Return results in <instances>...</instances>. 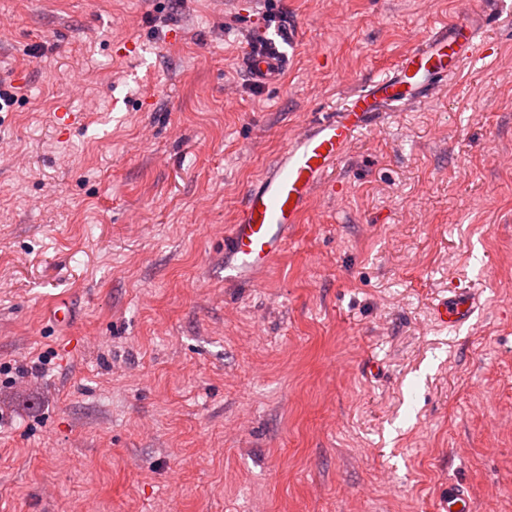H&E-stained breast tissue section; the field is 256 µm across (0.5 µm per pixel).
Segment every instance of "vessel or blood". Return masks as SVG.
<instances>
[{
	"label": "vessel or blood",
	"instance_id": "1",
	"mask_svg": "<svg viewBox=\"0 0 512 512\" xmlns=\"http://www.w3.org/2000/svg\"><path fill=\"white\" fill-rule=\"evenodd\" d=\"M243 67L256 85H277L288 65V48L299 29L288 22L273 30L246 34ZM482 36V15L470 12L435 27L395 63L390 73L349 95L342 105L315 116L289 139L246 193L243 207L224 234V280L254 282L273 264L298 224L314 192L329 181L355 136L377 125L383 113L398 105L417 106L434 98L465 63L492 54ZM479 306L478 295L456 288L431 309L432 319L453 328L467 323ZM439 512H472L468 491L455 482Z\"/></svg>",
	"mask_w": 512,
	"mask_h": 512
}]
</instances>
